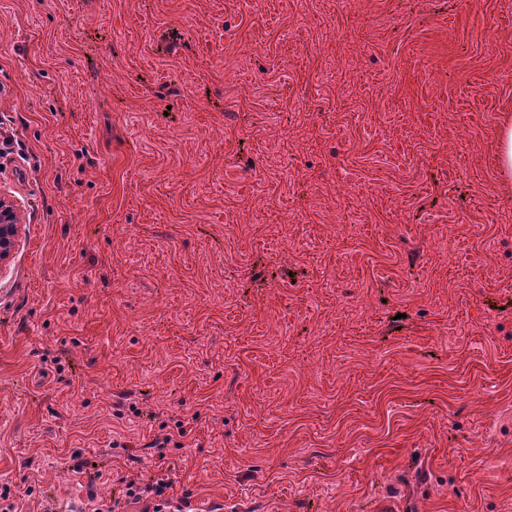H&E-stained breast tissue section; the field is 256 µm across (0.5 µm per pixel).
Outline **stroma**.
I'll list each match as a JSON object with an SVG mask.
<instances>
[{
	"mask_svg": "<svg viewBox=\"0 0 512 512\" xmlns=\"http://www.w3.org/2000/svg\"><path fill=\"white\" fill-rule=\"evenodd\" d=\"M509 120L512 0H0L11 502L512 512ZM499 170L503 177L512 176V125L504 124L499 131L498 140ZM20 222L13 202L0 195V269L15 247ZM125 482L124 494L127 500L140 501L143 496L148 494L151 496V503L148 505L146 511L152 507L153 512H167L168 506L171 504L170 499L165 496L166 490L172 486L171 482L165 478H157L152 483H146L141 486V480L133 477L130 480H123Z\"/></svg>",
	"mask_w": 512,
	"mask_h": 512,
	"instance_id": "obj_1",
	"label": "stroma"
}]
</instances>
